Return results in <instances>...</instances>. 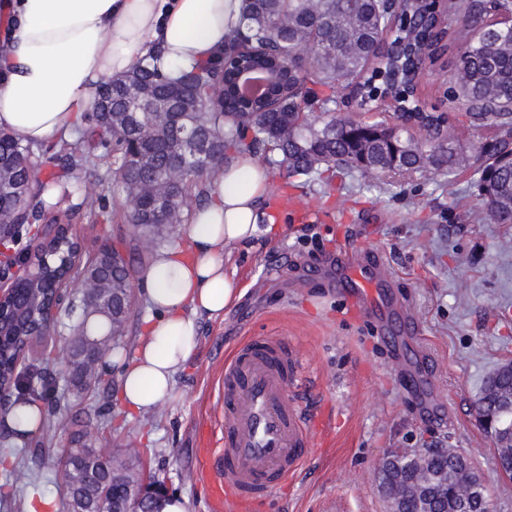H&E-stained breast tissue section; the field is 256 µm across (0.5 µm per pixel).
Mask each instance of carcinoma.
<instances>
[{"instance_id":"1","label":"carcinoma","mask_w":512,"mask_h":512,"mask_svg":"<svg viewBox=\"0 0 512 512\" xmlns=\"http://www.w3.org/2000/svg\"><path fill=\"white\" fill-rule=\"evenodd\" d=\"M242 24L224 45V61L194 65L165 81L142 60L126 77L104 85L95 95L96 111L80 116L76 137L58 139L55 155L62 171L32 192L40 163L34 149L0 130V171L11 175L18 191L0 196V244L9 250L22 241H38L27 250L29 275L0 300V384L17 390L4 400L3 414L17 403L50 397L38 389L41 370L20 365L26 329L18 308L39 318L46 307L41 285L68 279L75 284L82 316L64 355L84 357L80 371L69 370L76 385L99 389L107 371L102 359L126 335L132 313V270L122 250L103 245L86 261L75 260L78 237L61 224L53 235L41 227L47 210L57 204L42 194L54 188L61 199H80L76 212L92 224L114 223V213L98 191L109 177L123 195L121 219L132 227L129 252L147 256L157 240H175L180 228L216 188L215 177L231 156L248 151L290 177L325 180L342 172L350 176L413 175L452 177L462 157L474 154L482 206L493 224H512V48L503 38L508 25L486 20L489 0H457L468 39L456 57L453 98L464 101L470 123L493 131V143L456 144L445 151L433 141L415 142L400 127H380L358 113H341L343 100L362 108L373 104L397 114H427L435 134H446L449 117L427 111L414 94L418 52L433 59L448 51L449 29L434 23L430 0H242ZM250 65L267 78L266 94L243 99L237 92L239 65ZM165 104L185 98L198 101L190 112H141L143 92ZM154 138L144 143L142 130ZM55 407L61 398L52 397ZM98 427L86 419L74 434L78 448H64L57 474L65 490L62 510L80 501L83 512H112L129 496L131 473H143L140 459L126 450L110 451L81 444ZM45 461L37 452L19 454L14 470L20 479ZM445 465L427 460L408 468L404 479L437 481ZM467 482H448V510L482 512L485 486L467 465Z\"/></svg>"}]
</instances>
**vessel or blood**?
<instances>
[{
  "label": "vessel or blood",
  "instance_id": "vessel-or-blood-1",
  "mask_svg": "<svg viewBox=\"0 0 512 512\" xmlns=\"http://www.w3.org/2000/svg\"><path fill=\"white\" fill-rule=\"evenodd\" d=\"M382 259L357 267L351 311L379 295ZM297 378L287 350L276 339H250L224 364V427L208 440L201 468L214 512H221L225 491L251 503L288 479L310 453V426L287 392Z\"/></svg>",
  "mask_w": 512,
  "mask_h": 512
}]
</instances>
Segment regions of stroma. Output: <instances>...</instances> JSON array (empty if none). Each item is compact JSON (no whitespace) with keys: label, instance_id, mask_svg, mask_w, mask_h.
Instances as JSON below:
<instances>
[{"label":"stroma","instance_id":"stroma-1","mask_svg":"<svg viewBox=\"0 0 512 512\" xmlns=\"http://www.w3.org/2000/svg\"><path fill=\"white\" fill-rule=\"evenodd\" d=\"M455 52L429 61L422 99L454 113L447 100ZM291 197L282 230L225 251L241 289L223 320L199 319V348L174 376L175 396L128 416L119 374L94 393L69 381L64 348L75 323L58 313L47 342L28 355L44 382L66 401L52 432L26 438L0 421V469L20 448H61L81 421L101 412L96 443L137 449L145 475L212 512L198 475L205 433L224 424V361L247 339L288 345L302 378L288 398L304 416L330 409L328 436L311 435L307 462L251 512H324L342 498L346 512H389L381 465L391 452L439 443L456 449L481 475L496 512H512V480L500 478L496 450L477 416L488 376L512 361V224L485 220L472 173L361 178L326 183L272 171L269 200ZM390 264L378 306L348 315L349 294L336 286L363 254Z\"/></svg>","mask_w":512,"mask_h":512}]
</instances>
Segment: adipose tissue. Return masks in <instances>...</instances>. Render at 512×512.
Instances as JSON below:
<instances>
[{"mask_svg": "<svg viewBox=\"0 0 512 512\" xmlns=\"http://www.w3.org/2000/svg\"><path fill=\"white\" fill-rule=\"evenodd\" d=\"M242 0H8L0 40V129L24 144L69 137L97 85L137 65L153 45L164 74L215 60L240 21ZM268 168L242 152L217 178L185 231L189 248L156 253L140 274L150 312L131 357L113 356L119 398L136 414L170 400L174 376L198 347L196 315L220 319L239 295L224 252L276 231L261 204Z\"/></svg>", "mask_w": 512, "mask_h": 512, "instance_id": "1", "label": "adipose tissue"}]
</instances>
